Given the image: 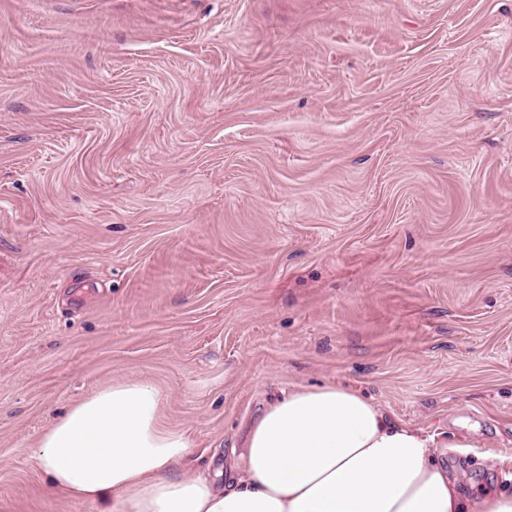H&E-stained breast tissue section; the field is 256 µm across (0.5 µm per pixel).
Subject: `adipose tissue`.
<instances>
[{
    "label": "adipose tissue",
    "mask_w": 512,
    "mask_h": 512,
    "mask_svg": "<svg viewBox=\"0 0 512 512\" xmlns=\"http://www.w3.org/2000/svg\"><path fill=\"white\" fill-rule=\"evenodd\" d=\"M160 403L147 380L112 382L68 406L31 461L93 512H512V492L464 496L433 436L339 384L269 402L227 491L187 470L194 444L160 426Z\"/></svg>",
    "instance_id": "obj_1"
}]
</instances>
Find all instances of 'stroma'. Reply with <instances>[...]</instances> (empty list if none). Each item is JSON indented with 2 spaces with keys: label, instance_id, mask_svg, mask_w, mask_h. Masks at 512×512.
Wrapping results in <instances>:
<instances>
[{
  "label": "stroma",
  "instance_id": "obj_1",
  "mask_svg": "<svg viewBox=\"0 0 512 512\" xmlns=\"http://www.w3.org/2000/svg\"><path fill=\"white\" fill-rule=\"evenodd\" d=\"M123 379L227 489L325 383L511 488L512 0H0V512Z\"/></svg>",
  "mask_w": 512,
  "mask_h": 512
}]
</instances>
